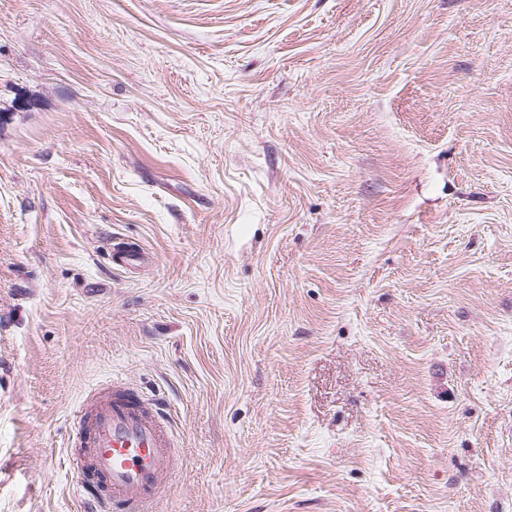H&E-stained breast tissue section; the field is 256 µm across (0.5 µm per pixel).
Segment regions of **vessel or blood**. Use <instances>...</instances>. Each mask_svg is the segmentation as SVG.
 Listing matches in <instances>:
<instances>
[{
    "mask_svg": "<svg viewBox=\"0 0 512 512\" xmlns=\"http://www.w3.org/2000/svg\"><path fill=\"white\" fill-rule=\"evenodd\" d=\"M72 446L67 463L86 512H157L177 468L173 425L158 399L112 378L77 410Z\"/></svg>",
    "mask_w": 512,
    "mask_h": 512,
    "instance_id": "b4317fda",
    "label": "vessel or blood"
}]
</instances>
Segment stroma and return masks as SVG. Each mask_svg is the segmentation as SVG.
I'll list each match as a JSON object with an SVG mask.
<instances>
[{
  "mask_svg": "<svg viewBox=\"0 0 512 512\" xmlns=\"http://www.w3.org/2000/svg\"><path fill=\"white\" fill-rule=\"evenodd\" d=\"M115 376L162 512H512V0H0V512Z\"/></svg>",
  "mask_w": 512,
  "mask_h": 512,
  "instance_id": "obj_1",
  "label": "stroma"
}]
</instances>
